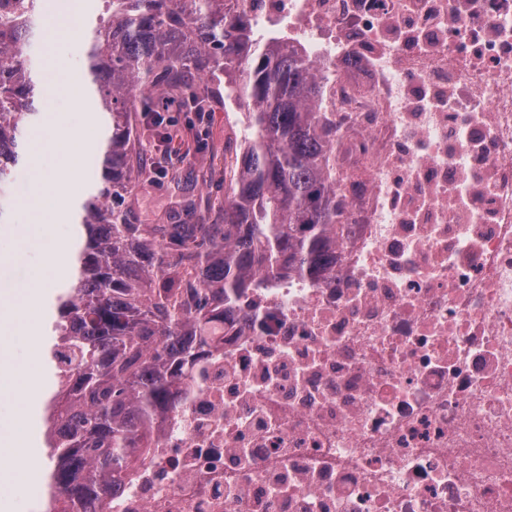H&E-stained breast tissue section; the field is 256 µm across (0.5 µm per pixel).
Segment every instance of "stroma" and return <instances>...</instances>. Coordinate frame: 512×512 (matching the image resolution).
Segmentation results:
<instances>
[{"instance_id":"35a3bbf8","label":"stroma","mask_w":512,"mask_h":512,"mask_svg":"<svg viewBox=\"0 0 512 512\" xmlns=\"http://www.w3.org/2000/svg\"><path fill=\"white\" fill-rule=\"evenodd\" d=\"M48 40H41L32 54V62L42 68L45 75L43 92L36 103L40 120H47L50 114L61 113L74 124L81 123V112L73 108L65 93L63 79L55 78L47 67L49 56ZM213 97L205 115L170 108L172 120L169 129L174 142H187L189 153H170L160 145L153 128L143 113H135L133 123L137 141L148 144L144 154L145 174L133 176L132 189L122 200L123 208L131 211L136 223L163 224L170 213L177 210L183 200L191 199L199 210L209 211L211 217H218V205L236 173L237 161L243 148L224 123V83L219 78H204ZM166 168L168 176L150 177L153 169ZM37 178L31 165L17 167L5 188L6 196L15 209L9 224L0 226V247L10 248L13 225H22L26 217L16 206L25 200ZM53 342L52 337L39 334L30 339L24 336L0 335V375H6L9 368H22L27 360H35L41 369V386L44 398L34 402L31 418V443L28 453L38 461L29 480L35 488L34 494L23 493L14 483L0 482V512H42L49 489L46 485L49 473L54 468L44 444L47 433V416L44 412L45 398L51 397L57 388V379L47 362L46 352Z\"/></svg>"}]
</instances>
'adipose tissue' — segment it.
Listing matches in <instances>:
<instances>
[{"mask_svg": "<svg viewBox=\"0 0 512 512\" xmlns=\"http://www.w3.org/2000/svg\"><path fill=\"white\" fill-rule=\"evenodd\" d=\"M49 152L58 155L59 163L52 168H39L38 186L26 205L28 223L43 242L45 259L25 288L15 295L21 313L14 318L12 328L29 337L38 334V318L47 289L55 287L68 268L65 250L57 245L49 227L69 222L73 198L66 187L70 181L85 179L82 164L85 147L79 129L61 131L54 124H47L38 136L36 154L41 157ZM40 385L37 368L32 364L16 373L11 384L17 401L10 429L0 436V446L14 451V464L5 476L16 483L28 481L30 458L21 449L28 440L29 407L38 396Z\"/></svg>", "mask_w": 512, "mask_h": 512, "instance_id": "1", "label": "adipose tissue"}]
</instances>
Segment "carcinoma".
Here are the masks:
<instances>
[{
	"label": "carcinoma",
	"mask_w": 512,
	"mask_h": 512,
	"mask_svg": "<svg viewBox=\"0 0 512 512\" xmlns=\"http://www.w3.org/2000/svg\"><path fill=\"white\" fill-rule=\"evenodd\" d=\"M84 79L104 116L100 178L80 205L84 244L56 296L49 335L73 357L51 402L50 488L62 512H88L147 459L152 413L224 332L238 297L297 272L320 280L336 257V138L314 103L312 63L288 40L250 42L224 0H98ZM25 5L0 11V187L23 158L42 93ZM238 74L249 136L222 224H135L121 208L139 166L132 113L171 89L189 109L206 97L187 69Z\"/></svg>",
	"instance_id": "1"
}]
</instances>
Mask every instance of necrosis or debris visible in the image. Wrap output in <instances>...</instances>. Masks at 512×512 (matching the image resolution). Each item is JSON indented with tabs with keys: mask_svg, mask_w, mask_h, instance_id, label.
Returning a JSON list of instances; mask_svg holds the SVG:
<instances>
[{
	"mask_svg": "<svg viewBox=\"0 0 512 512\" xmlns=\"http://www.w3.org/2000/svg\"><path fill=\"white\" fill-rule=\"evenodd\" d=\"M313 61L336 265L241 304L104 512H512V0H225Z\"/></svg>",
	"mask_w": 512,
	"mask_h": 512,
	"instance_id": "4bbe7bcc",
	"label": "necrosis or debris"
}]
</instances>
